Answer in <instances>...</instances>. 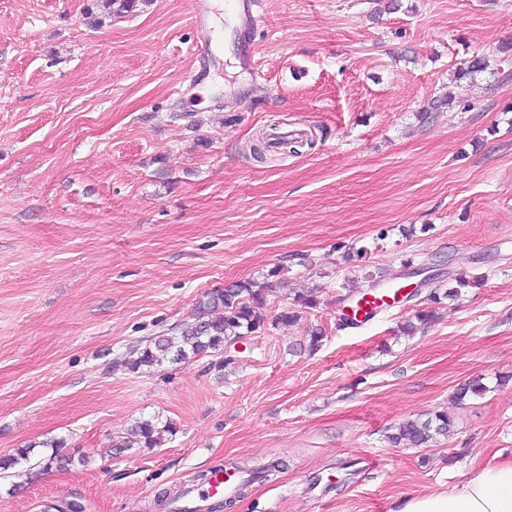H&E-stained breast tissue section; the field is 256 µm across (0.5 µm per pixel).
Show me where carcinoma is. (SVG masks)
<instances>
[{
    "label": "carcinoma",
    "instance_id": "1",
    "mask_svg": "<svg viewBox=\"0 0 512 512\" xmlns=\"http://www.w3.org/2000/svg\"><path fill=\"white\" fill-rule=\"evenodd\" d=\"M93 6L104 10L109 17H120L133 11L138 0H92ZM391 282L383 276H375L366 271L361 279L345 285L348 296L367 295L383 282ZM456 286L442 292L436 288L430 291L427 301L441 303V298L454 300L461 294V289L470 285L465 272L455 274ZM266 305L265 288L255 282H235L207 294V299L199 302L191 319L177 326L178 335H158L149 343L132 345L128 348L123 363L133 372L144 368L151 369L166 362L186 361L190 358L205 356L210 353L223 352L225 356L214 363L220 370L235 363L236 357L229 355L230 348L243 337L265 326L262 310ZM317 299L310 295H297L294 309L280 313L275 317L276 324H290L300 315V309L316 307ZM415 321H406L401 332L412 335L416 323L426 325L435 320V310L428 306L418 309ZM486 387L478 380H472L457 388L455 399L459 402L470 396L485 394ZM453 428L452 419L445 413H435L424 420L408 419L394 427L388 435L389 442L404 448H427L438 440L450 435ZM176 427L172 423L159 425L155 420L135 422L128 431V438L123 441L118 451L133 447L154 448L160 444L161 434H172Z\"/></svg>",
    "mask_w": 512,
    "mask_h": 512
}]
</instances>
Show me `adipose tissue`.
Here are the masks:
<instances>
[{
  "label": "adipose tissue",
  "mask_w": 512,
  "mask_h": 512,
  "mask_svg": "<svg viewBox=\"0 0 512 512\" xmlns=\"http://www.w3.org/2000/svg\"><path fill=\"white\" fill-rule=\"evenodd\" d=\"M399 512H512V459L474 469L448 491L407 498Z\"/></svg>",
  "instance_id": "1"
}]
</instances>
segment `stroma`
Segmentation results:
<instances>
[{"instance_id": "35a3bbf8", "label": "stroma", "mask_w": 512, "mask_h": 512, "mask_svg": "<svg viewBox=\"0 0 512 512\" xmlns=\"http://www.w3.org/2000/svg\"><path fill=\"white\" fill-rule=\"evenodd\" d=\"M192 2L102 20L0 0V457L32 450L0 512H160L214 464L276 459L231 512H397L512 459V0H259L253 70L227 0H205L219 49L198 86ZM476 55L490 72L459 78ZM277 128L308 146L250 157ZM462 267L476 284L416 335L398 333L415 297L340 321L360 270L425 292ZM236 281L265 286L268 323L235 364L121 365ZM302 293L317 306L274 325ZM315 327L321 348L292 350ZM476 377L487 393L456 401ZM435 412L452 436L390 445ZM138 419L176 431L115 453Z\"/></svg>"}]
</instances>
